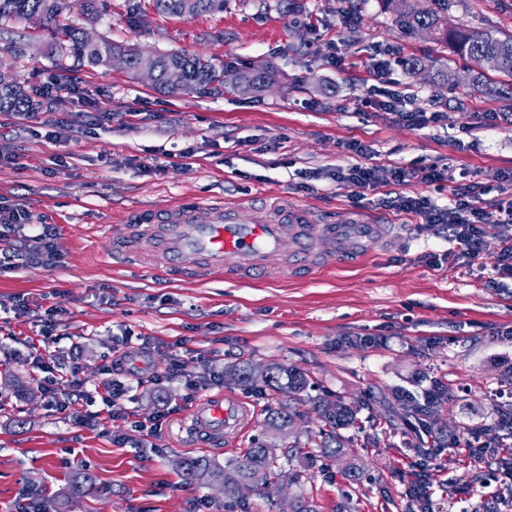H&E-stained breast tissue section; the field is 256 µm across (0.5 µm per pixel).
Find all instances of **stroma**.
Returning a JSON list of instances; mask_svg holds the SVG:
<instances>
[{"label": "stroma", "instance_id": "stroma-1", "mask_svg": "<svg viewBox=\"0 0 512 512\" xmlns=\"http://www.w3.org/2000/svg\"><path fill=\"white\" fill-rule=\"evenodd\" d=\"M452 23L512 34V0H448ZM30 46L15 58L0 40V63L37 93L46 77L70 87L41 99L27 114H0V203L26 210L32 223L57 234L60 257L50 267L0 272V512L33 504L40 512H286L305 493L316 512H419L409 490L414 476L430 488L434 512H512V479L503 473L512 432L496 422L512 408V278L498 287L493 256L458 265L456 241L422 227L418 217L379 206L402 193L453 206L458 188L477 191L496 238L498 201L512 196V115L479 98L467 110L436 97L421 76L393 67L392 92L415 108L440 113L410 125L368 106L371 59L385 47L400 57L434 55L422 34L401 33L384 0H224L223 11L194 19L161 15L137 0H100L94 32L146 52L186 51L227 68L272 62L283 79L260 94L223 91L172 96L121 67L57 62L48 28L19 25ZM344 67H337L336 58ZM73 112H105L108 120L66 142L44 138L49 124ZM370 145L374 161L406 170L437 165L454 173L443 189L418 181L357 190L329 179V169L354 160L347 146ZM157 173L145 172V164ZM206 198L265 208L273 201L304 205L321 220L362 218L389 225L364 260L309 277L283 275L280 256L250 282L215 278L196 283L117 263L109 226L135 208ZM448 253L428 266L420 253ZM31 311L20 316L18 300ZM57 312L55 335L40 317ZM149 342L118 379L122 397H107L103 357L125 333ZM54 363L55 375L77 370L88 396L72 409L51 407L31 367ZM214 358L219 387L188 389L164 379L171 359L197 371ZM279 362L306 372L311 385L293 402L298 417L277 441L284 461L265 486L226 499L220 489L188 483L177 459L225 462L266 438L264 418L236 441L182 445L181 425L202 399L231 395L268 409L263 382L235 380L234 365ZM442 385L429 413L424 393ZM354 405L341 428L352 460L321 455L323 423L316 402ZM171 413L153 434L131 421ZM120 419H113V412ZM423 418L427 435L410 424ZM314 455L300 471L292 449ZM356 462L359 479L348 473ZM88 475L84 494L66 493Z\"/></svg>", "mask_w": 512, "mask_h": 512}]
</instances>
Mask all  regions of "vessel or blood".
Instances as JSON below:
<instances>
[{"instance_id":"b4317fda","label":"vessel or blood","mask_w":512,"mask_h":512,"mask_svg":"<svg viewBox=\"0 0 512 512\" xmlns=\"http://www.w3.org/2000/svg\"><path fill=\"white\" fill-rule=\"evenodd\" d=\"M378 224H319L301 207L287 206L274 216L244 205L224 206L195 200L165 208L163 213L139 211L132 225L115 239L125 258L165 268L176 279L215 277L250 281L281 254L285 270L307 275L362 259L366 241L382 234ZM330 252H319L321 240ZM257 419L244 402L217 398L199 403L183 424L188 438L203 441L233 438Z\"/></svg>"}]
</instances>
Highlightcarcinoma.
<instances>
[{
	"label": "carcinoma",
	"instance_id": "cac0c4a2",
	"mask_svg": "<svg viewBox=\"0 0 512 512\" xmlns=\"http://www.w3.org/2000/svg\"><path fill=\"white\" fill-rule=\"evenodd\" d=\"M431 7L421 9L414 0H385L393 15L397 28L404 31L429 30L434 43L440 48L452 49L455 56L463 61L469 74V88L486 101L504 104L512 109V35H501L495 30L474 31L448 27V0H430ZM150 6L159 14L184 18H195L203 14L224 10V0H151ZM70 11L69 0H0V30L13 34L8 29L11 22H19L33 16H41L52 33L50 53L62 61L68 57L91 67H106L112 55L124 54L129 71L138 75L140 49L115 44L101 38L96 44L85 39V29L66 22ZM494 58L498 67L489 74L484 63ZM405 70L412 74L423 73L427 83L434 87L446 84L448 74L437 61L425 56H410L403 62ZM182 73L183 81L178 86L168 82L172 70ZM239 90L257 94L270 84L279 82L281 74L274 65L261 69L254 66L237 70ZM221 69L211 61L185 52H164L155 54V75L153 84L173 94L190 93L200 89L218 90L223 86ZM35 101L20 82L6 73H0V112H28ZM266 386L280 394L299 395L309 386L308 375L296 368L280 363L269 365ZM318 414L329 427L327 437L321 442L324 454L342 458L349 454L338 440L336 430L354 422L355 409L341 401H325L318 405ZM297 417L294 407L284 403L270 409L266 420L267 429L275 433ZM178 466L183 476L203 485L221 483L224 496L234 498L244 485H265L279 470L276 444L273 441L257 443L243 455L225 463L203 457L182 458Z\"/></svg>",
	"mask_w": 512,
	"mask_h": 512
}]
</instances>
